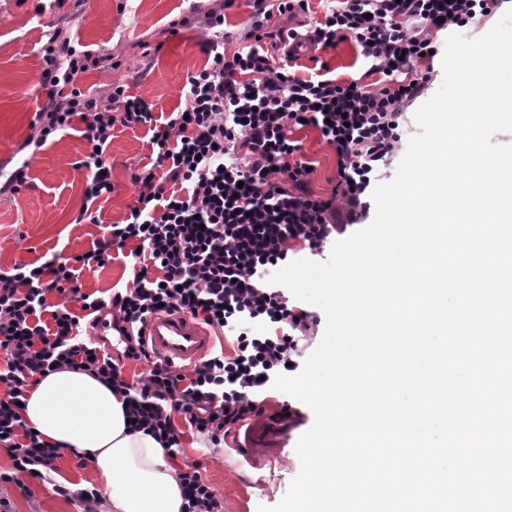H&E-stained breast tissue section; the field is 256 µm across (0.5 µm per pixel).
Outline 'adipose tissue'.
<instances>
[{
    "mask_svg": "<svg viewBox=\"0 0 512 512\" xmlns=\"http://www.w3.org/2000/svg\"><path fill=\"white\" fill-rule=\"evenodd\" d=\"M22 415L44 442L90 456L112 512H187L167 452L129 430L121 398L93 375L64 368L38 377Z\"/></svg>",
    "mask_w": 512,
    "mask_h": 512,
    "instance_id": "1",
    "label": "adipose tissue"
}]
</instances>
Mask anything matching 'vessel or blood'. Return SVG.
<instances>
[{
  "instance_id": "b4317fda",
  "label": "vessel or blood",
  "mask_w": 512,
  "mask_h": 512,
  "mask_svg": "<svg viewBox=\"0 0 512 512\" xmlns=\"http://www.w3.org/2000/svg\"><path fill=\"white\" fill-rule=\"evenodd\" d=\"M89 334L110 351L119 349L125 342L123 332L114 328L112 315L106 310L93 321ZM143 334L155 356L172 363H194L211 345L207 329L197 319L183 313L152 316L144 325ZM287 438L286 423L254 421L235 434L233 448L246 462L253 464L280 456Z\"/></svg>"
}]
</instances>
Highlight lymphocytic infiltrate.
Returning <instances> with one entry per match:
<instances>
[{
  "label": "lymphocytic infiltrate",
  "instance_id": "lymphocytic-infiltrate-1",
  "mask_svg": "<svg viewBox=\"0 0 512 512\" xmlns=\"http://www.w3.org/2000/svg\"><path fill=\"white\" fill-rule=\"evenodd\" d=\"M503 0H338L317 21L312 39L319 49L353 42L367 61L361 80L340 82L325 74L301 78L274 59L263 39L274 14L307 9L308 0H251L247 51L226 55L209 41L207 68L189 76L182 110L164 120L153 105L111 87L107 105L74 84L94 58L70 39L51 37L43 50L45 106L36 112L30 141L44 145L84 124L89 175L84 197L95 202L112 192L102 150L115 126L147 127L154 170L136 175L139 190L126 221L109 225L90 251L73 259L48 260L0 271V449L12 473L0 484L27 493L25 478L44 480L60 451L43 442L24 422L21 401L36 377L69 368L97 377L122 397L134 432L150 433L169 455L180 453L175 416L209 448L224 447L232 429L262 416V401L276 376L290 373L297 333L320 323L318 314L290 302L266 281L269 268L306 251L323 254L333 235L365 220L377 169L387 164L402 139L406 108L429 82L426 64L439 51L444 33L475 28L493 17ZM319 131L336 153L331 196L311 187L309 162L293 132ZM173 190H166V183ZM136 242L132 284L111 294L84 292L79 267L106 265L113 253ZM78 302L51 304L50 292ZM111 309L115 321L134 331L123 358H113L90 340L83 318ZM184 313L223 335L225 347L199 358L182 372L152 356L139 331L152 316ZM147 361L135 381L124 375L125 360ZM189 512H220L221 504L199 464L181 474Z\"/></svg>",
  "mask_w": 512,
  "mask_h": 512
}]
</instances>
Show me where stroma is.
I'll return each instance as SVG.
<instances>
[{"label": "stroma", "instance_id": "obj_1", "mask_svg": "<svg viewBox=\"0 0 512 512\" xmlns=\"http://www.w3.org/2000/svg\"><path fill=\"white\" fill-rule=\"evenodd\" d=\"M224 11V51L242 50L249 27L250 0H235L222 8L221 0H0V179L19 166L27 168V183L18 193L0 198V270L18 264L40 263L52 256L84 253L101 238L107 225L125 222L138 188L134 174L151 166V145L146 127L116 126L105 155L112 165L111 195L84 202L87 171L81 162L87 152L84 124L73 120L38 149L26 147L36 112L44 106L47 91L41 85L43 46L54 33L70 38L98 57V67L81 74L77 85L105 99L112 83L154 105L155 113L170 115L183 107L190 75L203 69L208 56L202 49L214 31L207 12ZM188 18V25L171 30L172 20ZM118 69H111V62ZM328 64L338 81L359 78L364 71L352 42L303 55L294 62L297 76L307 78ZM307 158L314 161L313 188L322 196L335 186L336 155L312 128L296 130ZM87 219H80L82 210ZM133 272L123 258L102 267L83 269L79 282L93 293L131 284ZM300 412L298 425L288 431L280 458L250 467L235 451H204L192 431L182 436L177 465L200 462L201 472L222 505V512H258L277 505L300 470L296 444L313 423V414L301 401H291ZM51 480H27V494L6 487L12 512H103L104 503L86 509L76 498L57 493V486L77 490L94 481L91 466H77L71 452H62Z\"/></svg>", "mask_w": 512, "mask_h": 512}]
</instances>
